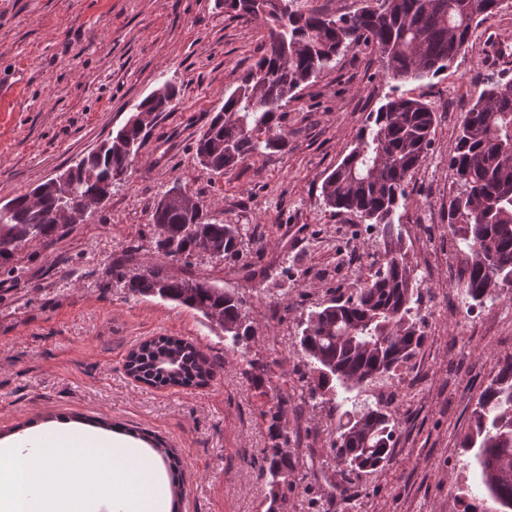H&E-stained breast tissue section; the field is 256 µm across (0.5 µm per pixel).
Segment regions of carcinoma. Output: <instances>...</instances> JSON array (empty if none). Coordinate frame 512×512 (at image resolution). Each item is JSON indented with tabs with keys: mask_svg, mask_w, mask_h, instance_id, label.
Here are the masks:
<instances>
[{
	"mask_svg": "<svg viewBox=\"0 0 512 512\" xmlns=\"http://www.w3.org/2000/svg\"><path fill=\"white\" fill-rule=\"evenodd\" d=\"M278 12H264L257 0H217L226 12L261 22L268 31L261 58L243 76L197 142L196 154L206 167L221 172L255 155L282 152L288 140L276 133L284 108L296 91L348 50L377 48L386 74L417 81L446 71L465 49L480 17H489L499 0H361L354 11L336 15L293 6L281 0ZM178 90L165 83L160 94L139 103L146 112L173 108ZM436 113L426 101L392 98L372 123L361 129L350 152L321 185L326 206L376 225L384 251L366 252V278L350 292L317 304L301 323L299 345L313 375L307 385L311 402L330 394L341 398L345 423L337 428L330 450L357 473L384 466L396 433L389 403L361 402L353 392L407 363L424 336L412 315L420 301V284L403 254L401 233L393 214L406 197L414 171L432 149ZM141 134L120 128L77 164L73 187L64 194L45 181L7 203L0 221V258L8 259L22 244L38 238L49 243L72 228L57 222L67 205L81 211L91 194L108 193L125 180L138 153ZM459 192L448 206V224L464 256V295L478 305L512 288V82L481 91L464 113L454 155L449 161ZM152 221L157 248L165 258L191 264L203 251L239 258L242 233L234 224H212L199 206L182 209L161 199ZM117 275L128 292L158 297L200 312L214 322L220 316L231 351L250 336L244 300L207 280L164 275L147 270ZM126 374L149 385L203 386L212 364L194 342L178 337L145 340L131 350ZM474 431L462 442L477 449L482 483L499 505L512 512V356L479 397L472 412ZM271 453L264 458L270 486L269 512H287V489L293 469L282 451L288 436L280 412L271 415Z\"/></svg>",
	"mask_w": 512,
	"mask_h": 512,
	"instance_id": "cac0c4a2",
	"label": "carcinoma"
}]
</instances>
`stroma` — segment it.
Listing matches in <instances>:
<instances>
[{"mask_svg": "<svg viewBox=\"0 0 512 512\" xmlns=\"http://www.w3.org/2000/svg\"><path fill=\"white\" fill-rule=\"evenodd\" d=\"M512 34V0H501L452 66L437 77L388 78L375 47L337 57L286 108V152L215 172L196 142L260 56L267 31L215 0H0V205L62 173L121 128L136 104L174 81L179 101L154 116L125 181L65 238L26 242L0 259V440L51 423L100 418L148 432L180 460L181 512H268L262 469L273 412L294 466L288 512L308 499L328 512H452L467 475L486 497L474 452L464 450L472 411L512 355V288L470 306L462 256L448 245L457 191L448 159L462 115L488 80H512L498 43ZM423 98L437 113L433 147L394 215L406 260L421 283L416 355L363 391L392 401L397 431L388 464L342 472L330 450L341 412L307 401L302 313L327 288L347 290L357 266L335 274L338 231L352 249L376 231L324 205L321 184L349 152L371 112L390 97ZM181 185L215 224L243 229L238 261L208 255L191 265L163 259L151 214ZM159 270L208 280L243 297L254 334L230 351L221 330L172 302L128 294L107 275ZM176 336L215 363L202 387H151L124 371L142 341Z\"/></svg>", "mask_w": 512, "mask_h": 512, "instance_id": "stroma-1", "label": "stroma"}]
</instances>
